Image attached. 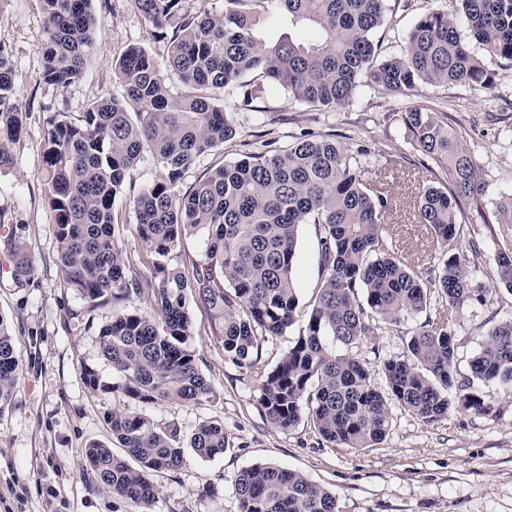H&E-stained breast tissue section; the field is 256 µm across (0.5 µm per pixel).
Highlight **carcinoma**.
I'll list each match as a JSON object with an SVG mask.
<instances>
[{
	"instance_id": "1",
	"label": "carcinoma",
	"mask_w": 512,
	"mask_h": 512,
	"mask_svg": "<svg viewBox=\"0 0 512 512\" xmlns=\"http://www.w3.org/2000/svg\"><path fill=\"white\" fill-rule=\"evenodd\" d=\"M469 37L483 53L512 61V0H456ZM185 0H134L145 20L169 35L162 57L133 44L116 61L124 93L98 98L73 119H50L45 136L46 198L56 212L62 279L92 307L119 306L99 330L100 352L123 376L101 381L83 368L92 389L121 391L140 403H200L211 387L191 346L189 302L207 308L224 357L239 368L257 364L260 343L300 325L296 340L262 376L259 403L267 420L287 430L302 417L321 437L345 448H367L390 430V406L426 423L448 417L457 380V344L450 310L484 301L491 289L474 280L463 249L461 203L480 206L479 166L448 122L445 106L420 101L402 110L412 149L399 165H419L423 182L413 223L436 249L431 266L412 265L384 231L392 204L363 158L360 142L307 133L286 148H269L214 167L184 192L179 186L196 159L237 134L232 112L215 90L258 71L317 110L342 108L362 83L386 93L423 86L490 89L482 58L462 38L448 12L430 7L400 51L381 55L376 33L389 23L385 0H224L222 10L188 13ZM46 24L42 77L67 88L79 81L95 47L91 0H41ZM282 16L297 30L271 40L266 27ZM14 94L13 65L0 45V168L13 164L9 144L20 138L22 113L2 108ZM150 155L154 181L133 199L142 250L157 287L146 292L128 273L112 206L127 175ZM512 235V194L485 220ZM315 225L320 282L300 307L293 276L298 233ZM206 234L202 259L184 271L168 263L184 238ZM14 279L32 262L14 244ZM498 281L512 293V251L495 258ZM415 324L400 356L379 361L386 387L372 381L367 362L336 349L376 341L378 325ZM18 363L0 319V411L13 398ZM471 378L512 389V319L490 328L469 362ZM108 423L137 462L130 467L106 446L85 449L87 470L114 495L153 512L158 491L150 474L175 471L184 449L204 459L224 454V425L202 421L187 435L171 423L112 410ZM240 512H338L336 495L305 475L255 464L238 475Z\"/></svg>"
}]
</instances>
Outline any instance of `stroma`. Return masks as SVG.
<instances>
[{"instance_id":"stroma-1","label":"stroma","mask_w":512,"mask_h":512,"mask_svg":"<svg viewBox=\"0 0 512 512\" xmlns=\"http://www.w3.org/2000/svg\"><path fill=\"white\" fill-rule=\"evenodd\" d=\"M398 24L377 37L383 54L396 51L420 13V0H386ZM97 20L95 51L82 79L61 89L42 79L45 43L40 0H0V43L12 53L14 104L23 113L21 137L10 146L14 164L0 169V319L12 337L19 361L11 404L0 412V512H138L127 499L97 484L85 468L86 445L113 446L107 416L130 409L155 423H177L184 431L200 421L223 423L228 447L212 460L185 450L181 467L153 473L158 490L154 512H239L237 475L257 463H272L303 473L334 493L339 512H512V394L495 384L474 383L472 393L488 407L479 413L456 407L446 420L427 424L401 408H393V425L383 442L351 449L326 442L308 420L280 430L266 419L259 403L264 373L276 365L297 338L298 329L266 340L253 368L241 369L224 357L211 334L210 315L191 306L193 347L198 365L211 386L202 403L168 401L142 404L122 392L91 389L82 367L96 370L103 381L120 377L100 356L98 333L110 319L108 306L91 307L65 287L57 265L55 214L46 199L44 136L48 120L64 112L76 117L90 100L121 96L115 61L132 44L163 53L164 43L145 21L133 0H92ZM493 77L491 89L429 87L425 97L444 102L462 142L476 158L485 185L481 212H493L501 195L512 193V62L484 57ZM233 110L238 133L224 146L201 155L186 174L185 184L211 167L232 163L248 149L272 142L281 146L302 133L338 134L366 142L377 181L392 208L386 230L405 247L409 260L428 261L432 245L410 218L418 186L406 169L389 166L391 156L410 153L400 112L412 96L381 94L361 88L348 106L314 111L287 92L269 91L255 107L240 104L242 90L232 83L218 90ZM157 174L152 158H144L126 178L113 204L122 248L142 288L155 287L149 258L142 251L132 199ZM481 212L465 215V238L479 249L474 261L477 281L495 277L494 258L504 241L495 224ZM23 243L33 271L16 282L14 243ZM319 244L314 225L298 236L293 275L300 301L315 294L319 282ZM512 318V293L504 286L485 301L457 308L453 322L461 375L479 351L488 328ZM404 328L382 326L378 348L362 343L353 353L373 367L372 381L384 387L377 372L379 358L400 355Z\"/></svg>"}]
</instances>
